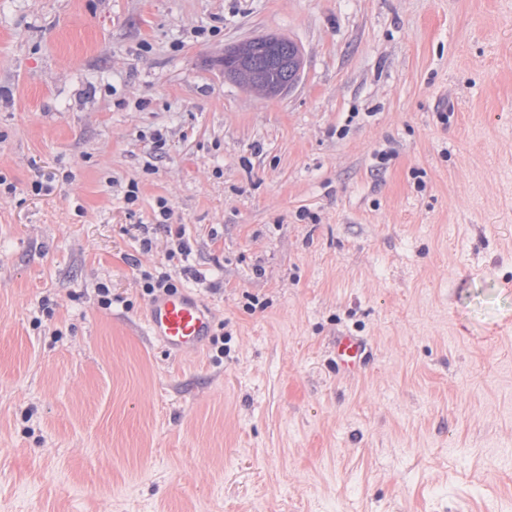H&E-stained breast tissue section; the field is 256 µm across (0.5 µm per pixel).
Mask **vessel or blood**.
I'll list each match as a JSON object with an SVG mask.
<instances>
[{
  "instance_id": "1",
  "label": "vessel or blood",
  "mask_w": 512,
  "mask_h": 512,
  "mask_svg": "<svg viewBox=\"0 0 512 512\" xmlns=\"http://www.w3.org/2000/svg\"><path fill=\"white\" fill-rule=\"evenodd\" d=\"M214 314L198 296L185 291L164 293L149 301L145 317L148 335L173 354L200 352L213 332ZM365 358L362 341L342 336L336 341V367L350 370Z\"/></svg>"
}]
</instances>
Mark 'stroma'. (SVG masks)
Segmentation results:
<instances>
[{
	"label": "stroma",
	"mask_w": 512,
	"mask_h": 512,
	"mask_svg": "<svg viewBox=\"0 0 512 512\" xmlns=\"http://www.w3.org/2000/svg\"><path fill=\"white\" fill-rule=\"evenodd\" d=\"M0 175V512H512V0H0ZM162 202L223 354L145 332ZM365 354L364 344L359 338L340 336L336 341V369H355L363 362Z\"/></svg>",
	"instance_id": "stroma-1"
}]
</instances>
